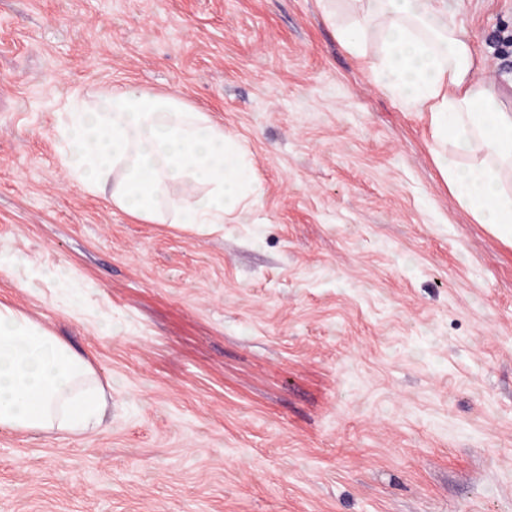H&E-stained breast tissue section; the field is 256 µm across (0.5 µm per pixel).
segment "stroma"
<instances>
[{
  "instance_id": "35a3bbf8",
  "label": "stroma",
  "mask_w": 512,
  "mask_h": 512,
  "mask_svg": "<svg viewBox=\"0 0 512 512\" xmlns=\"http://www.w3.org/2000/svg\"><path fill=\"white\" fill-rule=\"evenodd\" d=\"M512 82V0H453ZM207 113L247 223L152 224L59 162L66 98ZM0 303L107 383L97 430L0 429V512H512V247L322 0H0ZM111 331L100 328L102 311Z\"/></svg>"
}]
</instances>
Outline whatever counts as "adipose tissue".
Returning a JSON list of instances; mask_svg holds the SVG:
<instances>
[{
	"mask_svg": "<svg viewBox=\"0 0 512 512\" xmlns=\"http://www.w3.org/2000/svg\"><path fill=\"white\" fill-rule=\"evenodd\" d=\"M337 2L324 0V10L340 40L399 106L428 113L450 192L512 245V107L482 77L448 0H359L344 14ZM57 138L70 178L135 218L202 227L248 220L250 163L223 127L177 97L117 86L92 112L70 100ZM106 408L83 356L0 304V429L79 435L100 426Z\"/></svg>",
	"mask_w": 512,
	"mask_h": 512,
	"instance_id": "1",
	"label": "adipose tissue"
}]
</instances>
